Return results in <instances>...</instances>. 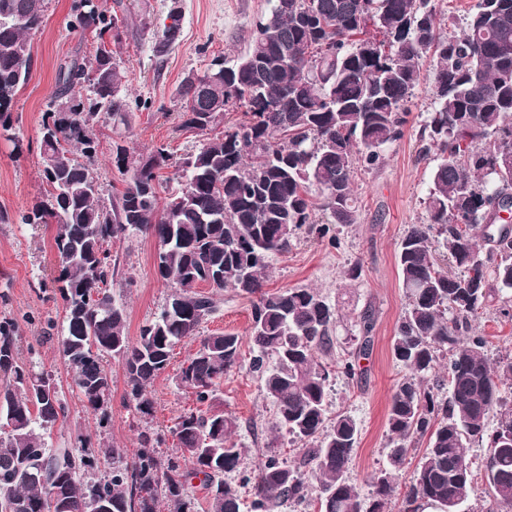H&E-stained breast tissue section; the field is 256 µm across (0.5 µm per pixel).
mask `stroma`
I'll return each mask as SVG.
<instances>
[{
	"instance_id": "35a3bbf8",
	"label": "stroma",
	"mask_w": 512,
	"mask_h": 512,
	"mask_svg": "<svg viewBox=\"0 0 512 512\" xmlns=\"http://www.w3.org/2000/svg\"><path fill=\"white\" fill-rule=\"evenodd\" d=\"M119 1L127 6L134 26L117 49L127 87L131 96L150 100L152 106L131 112L121 135H114L111 124L98 126L100 148L93 171L104 187L121 188L123 176L112 164L113 140H121L138 155L164 144L174 163L163 168L161 175L175 188L181 180L178 162L196 153L206 139L224 134L220 125L205 134L181 129L175 98L180 82L188 74L203 73L216 56L233 60L241 55L256 21L269 12L270 5L268 0H180L182 40L158 57L152 51L151 36L167 24L170 0H99V6L108 12ZM73 3L47 0L45 23L30 37L33 65L11 108L12 128L0 130V210L12 218L11 223L0 224V319L17 321L21 349L36 346L33 365L54 372L67 402L68 416L53 429L50 447L61 452L78 447L84 440L92 449L108 445L121 448L131 461L138 450V430L148 426L166 433L165 443L157 450L158 456L164 457L176 448L170 428L179 415L196 406L194 397L178 388L175 381L180 367L195 351L196 341L188 339L175 347L170 366L149 389L154 411L145 420L127 408L123 369L117 361H110L112 424L98 427L95 415L73 392L71 371L57 349L63 311L59 296L47 286L55 268V227L17 221L44 192L38 142L41 117L56 92L57 70L73 55L89 56L96 48L92 37L75 30ZM433 103L432 81L421 76L403 137L385 148L380 166L354 171L357 223L332 225L333 238L329 241L298 232L288 252L273 258L266 282L270 292L294 287L318 289L343 316L333 332V350L323 362L333 369L327 397L330 411L348 413L360 426L359 445L350 464L357 478L388 463L389 400L405 374L391 353L395 326L407 304L396 247L409 225L428 221L426 200L435 155L425 152L421 130ZM156 250L155 239L141 233L113 241L110 246L114 264L110 290L126 306L127 333L133 340L141 326L159 312L169 292L157 274ZM354 266L360 269L355 279L349 275ZM216 301L217 311L203 325V334L237 333L244 339L242 356H249L250 299L227 288ZM504 306L503 297H493L475 323L488 338L493 357L512 352V321L502 315ZM364 312L373 319L371 347L367 355H358L356 374L350 379L335 372L334 366L337 357L357 352L362 341L357 318ZM49 319L54 320L55 327L52 339L45 340L41 328ZM212 406L236 415L240 424L237 441L249 450L244 467H254L270 453L283 459L293 457L287 441L272 442L269 424L275 408L248 367L225 374Z\"/></svg>"
}]
</instances>
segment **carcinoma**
Returning a JSON list of instances; mask_svg holds the SVG:
<instances>
[{
    "label": "carcinoma",
    "instance_id": "cac0c4a2",
    "mask_svg": "<svg viewBox=\"0 0 512 512\" xmlns=\"http://www.w3.org/2000/svg\"><path fill=\"white\" fill-rule=\"evenodd\" d=\"M79 0L76 20L96 38L91 58L60 65L57 91L42 124L56 127L40 140V154L62 158L43 170L44 195L19 215L20 224H54L57 275L64 311L58 350L72 371L73 391L111 421L112 375L117 360L127 403L152 414L148 389L186 338L199 346L177 375L199 407L181 414L171 433L177 451L161 458L165 434L139 432L130 463L116 448L81 445L58 458L46 441L67 417L55 375L24 364L17 324L0 320V512H196L188 492L201 478L209 512H275L299 505L317 488L318 512H401L421 504L454 512L472 501L477 474L466 448H487L484 477L489 507L512 512V357L489 359L486 337L472 322L494 294L511 293L512 230L500 210L512 203V0H476L462 34L445 36L434 0H272L243 55L215 58L176 90L181 127L204 133L223 122L224 136L202 144L181 164V187L161 200L159 170L171 154L163 145L134 158L115 144L112 162L127 175L123 189L104 193L91 166L100 148V121L119 131L132 106L148 103L126 94V76L105 42H121L126 10L107 15ZM45 0H0V129H11L9 108L29 79V36L45 22ZM154 37L162 56L180 43L181 12ZM434 62L436 101L421 137L436 161L426 201L429 223L409 225L396 259L407 305L392 343L406 369L387 414L388 467L373 473L362 493L349 471L360 434L350 415H329L330 371L321 355L332 347L339 312L316 289L265 291L270 260L288 250L302 228L324 238L330 224L357 221L352 189L355 165L379 164L386 145L403 136L424 57ZM154 237L164 248L158 275L172 291L136 341L127 334L123 302L107 288L109 244L131 233ZM220 267L224 278L209 272ZM204 285L210 291L198 290ZM230 287L252 299L249 338L255 373L275 407L273 430L303 446L286 461L267 455L254 470H240L244 449L233 441L238 418L209 409L224 374L240 365L242 338L200 335L216 312L215 293ZM447 352L441 365L439 354ZM448 385V396L437 390ZM426 446L412 480L398 474L416 445ZM112 462L97 480L82 474ZM251 487L249 503L240 489Z\"/></svg>",
    "mask_w": 512,
    "mask_h": 512
}]
</instances>
